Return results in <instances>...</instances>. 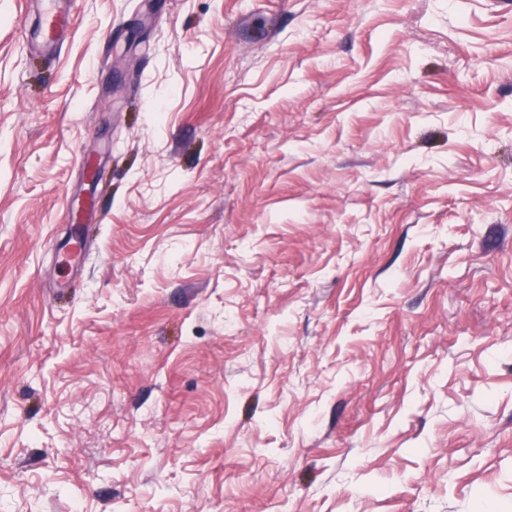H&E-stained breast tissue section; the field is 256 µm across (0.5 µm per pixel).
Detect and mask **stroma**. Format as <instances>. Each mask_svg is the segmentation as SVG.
<instances>
[{"label": "stroma", "mask_w": 512, "mask_h": 512, "mask_svg": "<svg viewBox=\"0 0 512 512\" xmlns=\"http://www.w3.org/2000/svg\"><path fill=\"white\" fill-rule=\"evenodd\" d=\"M72 3L0 0V512H512V6ZM63 1L67 0H45L38 38L34 44L37 50L51 49L72 30V11Z\"/></svg>", "instance_id": "stroma-1"}]
</instances>
